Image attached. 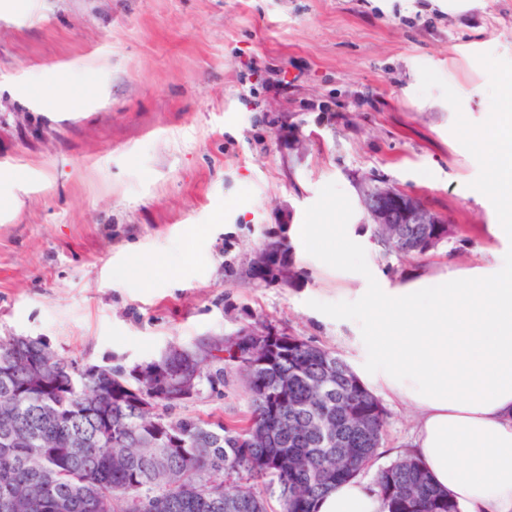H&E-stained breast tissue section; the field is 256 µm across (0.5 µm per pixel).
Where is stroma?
Segmentation results:
<instances>
[{"mask_svg":"<svg viewBox=\"0 0 512 512\" xmlns=\"http://www.w3.org/2000/svg\"><path fill=\"white\" fill-rule=\"evenodd\" d=\"M509 78L512 0H0V336L128 369L262 324L354 363L379 322L350 289L512 255L477 146ZM62 83L79 108L46 104ZM372 180L457 234L421 258L388 249L360 205ZM300 224L336 237L312 250ZM272 236L290 284L249 274ZM385 408L369 480L411 436ZM173 413L248 418L239 368Z\"/></svg>","mask_w":512,"mask_h":512,"instance_id":"obj_1","label":"stroma"}]
</instances>
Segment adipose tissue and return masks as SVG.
<instances>
[{
    "label": "adipose tissue",
    "mask_w": 512,
    "mask_h": 512,
    "mask_svg": "<svg viewBox=\"0 0 512 512\" xmlns=\"http://www.w3.org/2000/svg\"><path fill=\"white\" fill-rule=\"evenodd\" d=\"M484 140L503 218L492 232L512 235V125L492 117ZM376 299L385 327L358 337V374L414 411L408 455L462 512H512V260L358 293L359 303ZM315 510L382 512V502L373 483L354 478Z\"/></svg>",
    "instance_id": "ef3b65f1"
}]
</instances>
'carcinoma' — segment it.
<instances>
[{"instance_id": "carcinoma-1", "label": "carcinoma", "mask_w": 512, "mask_h": 512, "mask_svg": "<svg viewBox=\"0 0 512 512\" xmlns=\"http://www.w3.org/2000/svg\"><path fill=\"white\" fill-rule=\"evenodd\" d=\"M416 224L405 225L396 252L424 256ZM271 362L246 385L251 417L243 426L174 417L170 402L140 407L148 389L195 375L210 388L224 381L230 349L209 341L201 356L169 353L156 370L76 375L41 339L20 336L0 347V512H267L254 484L277 488L279 512H313L327 491L359 477L383 447L387 412L335 352L293 334L275 337ZM332 421L335 444L315 421ZM40 458L29 460L26 438ZM283 456L275 467L269 461ZM384 512H461L420 460L404 456L374 479Z\"/></svg>"}]
</instances>
